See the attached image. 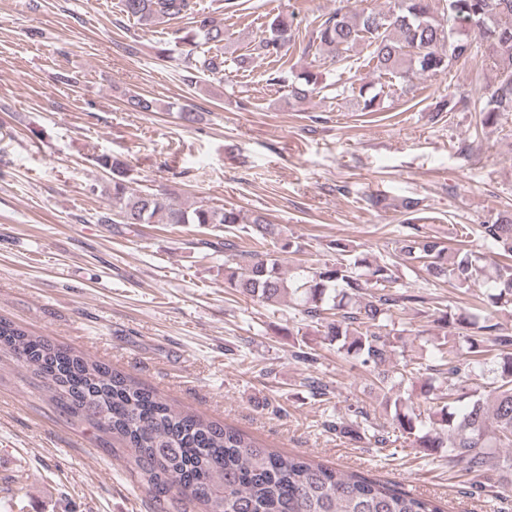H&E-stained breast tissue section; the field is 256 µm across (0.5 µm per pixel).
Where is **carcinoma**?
Here are the masks:
<instances>
[{"label":"carcinoma","mask_w":512,"mask_h":512,"mask_svg":"<svg viewBox=\"0 0 512 512\" xmlns=\"http://www.w3.org/2000/svg\"><path fill=\"white\" fill-rule=\"evenodd\" d=\"M196 0H119L120 12L144 25L173 19L195 20L180 37L191 46L184 58L186 81L224 72V57L199 47L224 42V24L196 9ZM288 17L268 22L266 35L254 45L259 56L279 62L290 40ZM367 55L363 64L382 80L380 87L356 88L340 81L342 92L358 98L361 111L383 105L384 88L414 75L434 77L482 53L492 57L498 74L480 111L483 128L498 125L512 112V0H446L438 13L435 0H394L386 12L347 5L317 17L307 49L339 57L357 46ZM269 81L305 100L316 92L318 76L281 69ZM109 180L103 191L112 202L114 224H196L243 232L256 245L274 251L242 250L224 239V287L268 305L285 295L292 309L316 332L336 343V353L378 369L390 363L401 334H384L395 325L396 312L425 298L404 291L393 260H372L353 241L330 242L336 261L320 266L297 264L288 269V255L300 246L261 211L244 212L214 206L205 200L190 204L169 193L162 197L141 188L127 165L110 155L98 158ZM397 208L411 232L398 240V258L406 267H421L435 283H448L463 295L483 283L487 291L470 309H433L440 336L434 345L435 364L405 362L377 373L386 406L394 408L399 432L425 451L448 449V468L462 467L481 485L497 475L512 486V334L502 332L499 314L512 313V214L481 225L479 238L495 260L470 245L473 228L454 227L456 243L423 232L417 224L420 201L404 197ZM36 371L67 413L85 418L112 435L128 452L127 463L160 512L176 504L173 492L186 495L202 512H443L437 501L413 496L354 472L331 468L300 455H283L231 426H221L182 410L150 388L114 372L88 354L51 344L14 324L0 320V347ZM496 364L499 385L492 405L480 392L484 366ZM427 377L417 395L402 394L403 381ZM448 380V389L434 376ZM355 424L374 442L384 445L369 416L354 410Z\"/></svg>","instance_id":"1"}]
</instances>
